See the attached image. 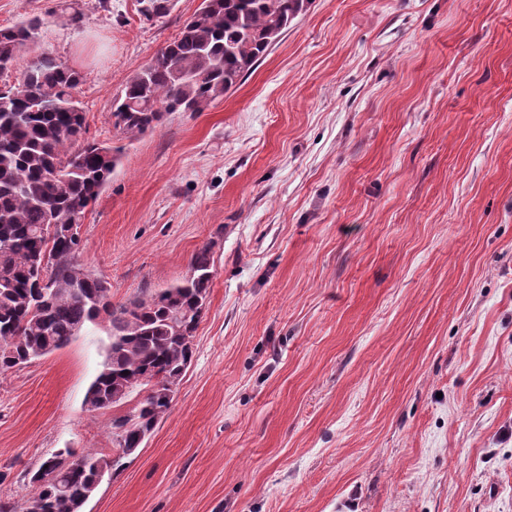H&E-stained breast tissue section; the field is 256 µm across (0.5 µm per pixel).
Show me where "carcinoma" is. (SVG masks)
Returning <instances> with one entry per match:
<instances>
[{"mask_svg": "<svg viewBox=\"0 0 512 512\" xmlns=\"http://www.w3.org/2000/svg\"><path fill=\"white\" fill-rule=\"evenodd\" d=\"M150 19L169 0H140ZM310 0H202L178 37L137 70L112 103L114 128L144 135L173 112H200L234 89ZM42 20L0 29V374L65 347L88 325L110 342L86 394L93 410L136 396L112 416V453L61 448L54 475L31 474L23 507L0 498V512H82L119 459L133 454L158 420L192 357V338L212 284V243L196 249L189 273L154 293L114 304L107 282L80 259L79 228L109 182L121 148L89 142L75 97L80 74L33 54ZM28 54L24 66L19 60Z\"/></svg>", "mask_w": 512, "mask_h": 512, "instance_id": "obj_1", "label": "carcinoma"}]
</instances>
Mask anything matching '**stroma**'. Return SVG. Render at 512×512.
Here are the masks:
<instances>
[{
  "mask_svg": "<svg viewBox=\"0 0 512 512\" xmlns=\"http://www.w3.org/2000/svg\"><path fill=\"white\" fill-rule=\"evenodd\" d=\"M0 0L120 147L81 226L113 303L214 276L171 407L83 512H512V0H311L240 84L129 139L112 101L201 0ZM108 338L0 375V497L111 453Z\"/></svg>",
  "mask_w": 512,
  "mask_h": 512,
  "instance_id": "obj_1",
  "label": "stroma"
}]
</instances>
